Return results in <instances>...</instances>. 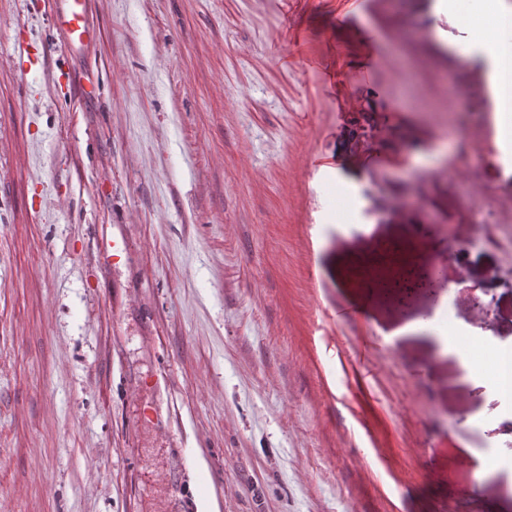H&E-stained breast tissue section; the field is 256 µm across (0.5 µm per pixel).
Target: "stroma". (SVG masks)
I'll list each match as a JSON object with an SVG mask.
<instances>
[{
	"label": "stroma",
	"instance_id": "35a3bbf8",
	"mask_svg": "<svg viewBox=\"0 0 512 512\" xmlns=\"http://www.w3.org/2000/svg\"><path fill=\"white\" fill-rule=\"evenodd\" d=\"M436 4L94 0L73 56L51 0H0L9 512H141L193 488L186 444L222 512H512V467L478 472L512 390L440 336L512 350V149ZM406 266L453 291L401 301ZM116 229L117 231H115ZM126 241L121 226L118 224L112 227V237H105L101 240V255L105 265L116 266L126 256ZM442 335L448 353L461 363L471 379L477 383L509 384L511 387L510 378L500 370L498 360L501 354H484L477 340L462 336L461 331L454 327H448Z\"/></svg>",
	"mask_w": 512,
	"mask_h": 512
}]
</instances>
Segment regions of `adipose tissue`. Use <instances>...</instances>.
I'll return each instance as SVG.
<instances>
[{
	"instance_id": "1",
	"label": "adipose tissue",
	"mask_w": 512,
	"mask_h": 512,
	"mask_svg": "<svg viewBox=\"0 0 512 512\" xmlns=\"http://www.w3.org/2000/svg\"><path fill=\"white\" fill-rule=\"evenodd\" d=\"M440 11L453 13L472 31L473 43L483 48L493 62L490 75L491 91L503 116L502 133L505 141H512V53L503 51L500 46L499 32L508 15L512 14L507 6L498 4L484 13H474L469 0H438ZM449 354L453 355L464 367L468 376L478 383H502L504 376L500 370L499 357L486 354L480 343L470 337L462 336L456 328H449L442 338Z\"/></svg>"
}]
</instances>
